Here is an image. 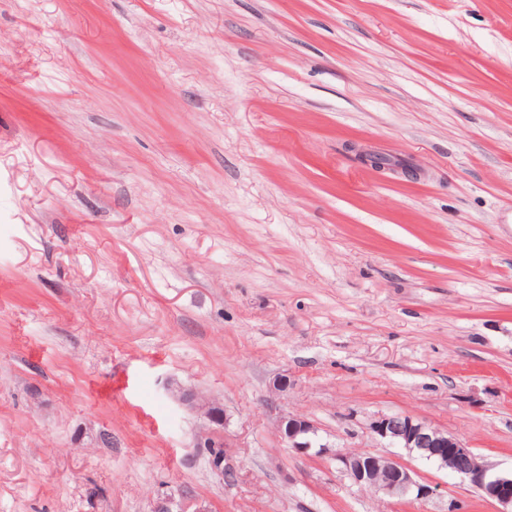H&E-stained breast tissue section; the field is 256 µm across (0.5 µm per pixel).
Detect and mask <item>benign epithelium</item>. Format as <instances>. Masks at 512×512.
<instances>
[{
	"mask_svg": "<svg viewBox=\"0 0 512 512\" xmlns=\"http://www.w3.org/2000/svg\"><path fill=\"white\" fill-rule=\"evenodd\" d=\"M278 430L288 447L299 453L315 451L336 460L338 470L358 486H367L393 498L426 501L438 495L439 486L416 478L406 465L369 452L335 453L321 442L317 427L303 416L280 417ZM375 436L409 455L446 469L486 499L512 512V473L495 472L460 439L407 414L379 415L369 423Z\"/></svg>",
	"mask_w": 512,
	"mask_h": 512,
	"instance_id": "1",
	"label": "benign epithelium"
}]
</instances>
